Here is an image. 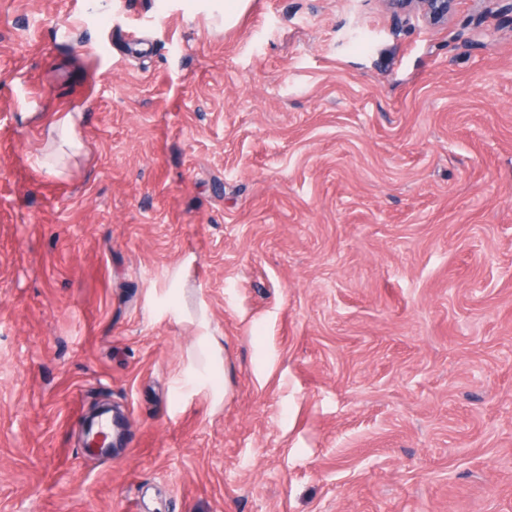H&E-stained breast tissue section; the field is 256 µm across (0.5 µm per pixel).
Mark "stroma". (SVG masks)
Wrapping results in <instances>:
<instances>
[{
	"instance_id": "1",
	"label": "stroma",
	"mask_w": 512,
	"mask_h": 512,
	"mask_svg": "<svg viewBox=\"0 0 512 512\" xmlns=\"http://www.w3.org/2000/svg\"><path fill=\"white\" fill-rule=\"evenodd\" d=\"M0 512H512V0H0ZM400 11L416 10L431 23L448 19V12L453 0H389Z\"/></svg>"
}]
</instances>
